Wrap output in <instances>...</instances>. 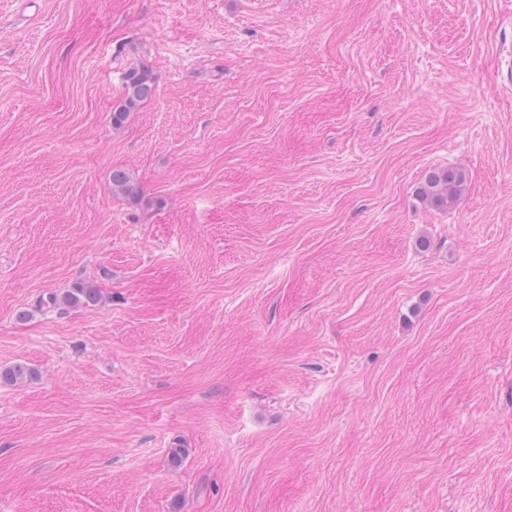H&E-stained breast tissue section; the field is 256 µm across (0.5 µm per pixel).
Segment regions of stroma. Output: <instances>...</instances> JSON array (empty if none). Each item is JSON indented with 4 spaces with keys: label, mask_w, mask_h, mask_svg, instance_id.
<instances>
[{
    "label": "stroma",
    "mask_w": 512,
    "mask_h": 512,
    "mask_svg": "<svg viewBox=\"0 0 512 512\" xmlns=\"http://www.w3.org/2000/svg\"><path fill=\"white\" fill-rule=\"evenodd\" d=\"M19 361L0 512H512V0H0ZM154 80L146 67L132 68L125 75L121 98L112 112V123L122 124L130 112L137 110L154 94ZM111 184L112 192L126 200L138 201L143 193L139 183L133 181L129 173L122 168L113 169ZM464 182L465 175L459 169L435 168L426 174L418 195L433 210L445 211L459 198ZM100 289L93 283L77 282L60 293H50L47 300L42 303L47 308L69 309L77 307L95 306L101 302ZM38 373L35 368L25 362H17L9 367L0 369V383L9 385H24L35 380Z\"/></svg>",
    "instance_id": "1"
}]
</instances>
